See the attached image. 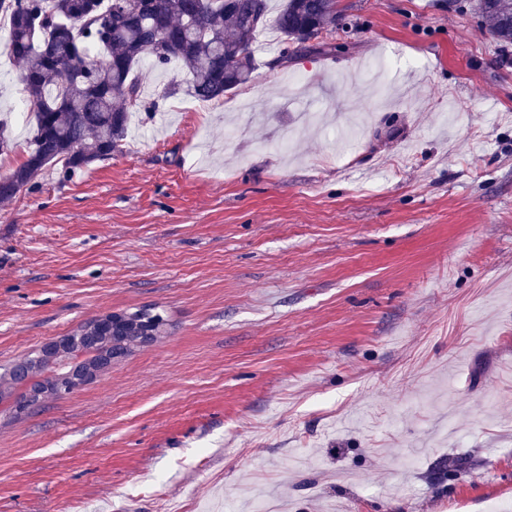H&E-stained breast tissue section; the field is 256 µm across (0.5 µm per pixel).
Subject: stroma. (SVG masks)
<instances>
[{
    "instance_id": "1",
    "label": "stroma",
    "mask_w": 512,
    "mask_h": 512,
    "mask_svg": "<svg viewBox=\"0 0 512 512\" xmlns=\"http://www.w3.org/2000/svg\"><path fill=\"white\" fill-rule=\"evenodd\" d=\"M339 4L331 52L256 44L221 99L141 74L122 152L0 204V365L110 311L170 323L0 408V512L512 505V47L474 0ZM19 71L0 50V177Z\"/></svg>"
}]
</instances>
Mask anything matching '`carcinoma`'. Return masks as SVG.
Segmentation results:
<instances>
[{
  "label": "carcinoma",
  "mask_w": 512,
  "mask_h": 512,
  "mask_svg": "<svg viewBox=\"0 0 512 512\" xmlns=\"http://www.w3.org/2000/svg\"><path fill=\"white\" fill-rule=\"evenodd\" d=\"M478 16L496 42L512 45V0H476ZM9 18L4 51L20 66L19 79L34 107L31 148L25 160L0 178V203L29 188L43 170L65 172L120 151L130 112L144 91L136 68L179 64L188 91L214 100L248 83L255 70L253 43L268 25V0H98L84 11L81 0H0ZM281 35L280 60L323 47L317 31L344 28L338 0H283L274 20ZM112 334L94 321L78 325L26 354L35 386L15 400L25 409L59 396L74 378L90 383L108 375L112 362L167 331L149 308L107 312ZM14 367L0 372V399L13 395Z\"/></svg>",
  "instance_id": "carcinoma-1"
}]
</instances>
